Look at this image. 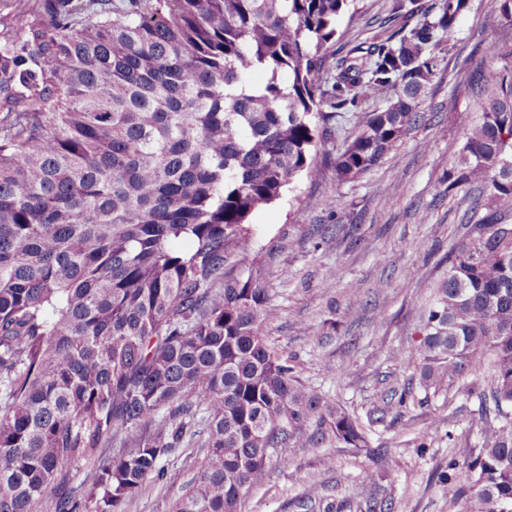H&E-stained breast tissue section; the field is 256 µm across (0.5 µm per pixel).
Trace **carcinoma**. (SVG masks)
<instances>
[{
	"label": "carcinoma",
	"instance_id": "cac0c4a2",
	"mask_svg": "<svg viewBox=\"0 0 512 512\" xmlns=\"http://www.w3.org/2000/svg\"><path fill=\"white\" fill-rule=\"evenodd\" d=\"M356 0H0V512H130L160 461L197 436L173 512H241L270 453L366 448L358 420L262 332L266 270L235 274L250 215L313 171L324 101L368 112L336 179L377 166L423 118L433 49L470 0H395L365 49L320 73ZM481 117L448 191L484 185L486 214L402 353L436 394L489 360L512 409V66L472 63ZM261 70L266 81H250ZM168 423L145 431L158 412ZM120 439L121 451L102 449ZM100 461L78 498L67 476ZM448 485L449 512H512V420Z\"/></svg>",
	"mask_w": 512,
	"mask_h": 512
}]
</instances>
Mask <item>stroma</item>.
Instances as JSON below:
<instances>
[{"mask_svg": "<svg viewBox=\"0 0 512 512\" xmlns=\"http://www.w3.org/2000/svg\"><path fill=\"white\" fill-rule=\"evenodd\" d=\"M392 4L362 0L340 20L320 83L347 50L369 45ZM510 45L512 27L491 0H470L454 37L434 50L423 122L378 167L340 183L333 159L365 113L386 106L383 95L338 111L318 146L316 170L250 216L252 248L228 263L236 271L265 265L276 312L265 336L293 358L303 382L357 417L368 445L276 449L242 512H448V484L464 479L449 461L477 456L494 422L480 401L489 370L428 397L400 354L420 338L421 312L448 272L450 251L466 237L478 196L472 186L448 189L464 138L457 116L478 111L468 68L481 58L499 61ZM199 454L192 443L163 458L131 512H172Z\"/></svg>", "mask_w": 512, "mask_h": 512, "instance_id": "obj_1", "label": "stroma"}]
</instances>
